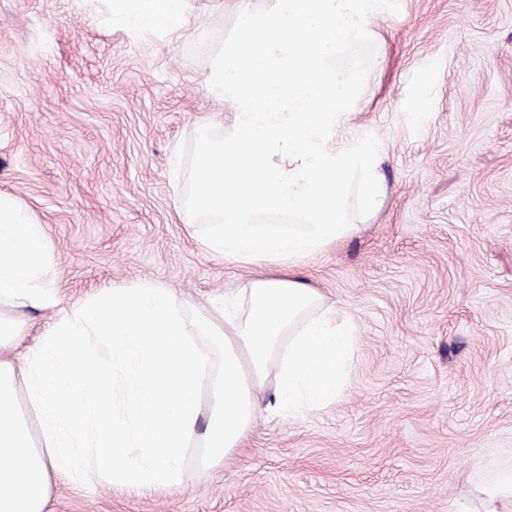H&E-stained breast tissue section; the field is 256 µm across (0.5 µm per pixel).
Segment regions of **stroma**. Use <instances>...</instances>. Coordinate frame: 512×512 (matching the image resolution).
Returning a JSON list of instances; mask_svg holds the SVG:
<instances>
[{
  "label": "stroma",
  "instance_id": "35a3bbf8",
  "mask_svg": "<svg viewBox=\"0 0 512 512\" xmlns=\"http://www.w3.org/2000/svg\"><path fill=\"white\" fill-rule=\"evenodd\" d=\"M185 0L159 34L109 0H0V194L42 225L63 307L153 282L205 307L262 272L203 250L175 151L236 106L208 91L241 5ZM340 139L376 135L359 233L291 270L352 318L339 396L261 412L212 468L147 493L58 479L44 512H481L512 469V0H401Z\"/></svg>",
  "mask_w": 512,
  "mask_h": 512
}]
</instances>
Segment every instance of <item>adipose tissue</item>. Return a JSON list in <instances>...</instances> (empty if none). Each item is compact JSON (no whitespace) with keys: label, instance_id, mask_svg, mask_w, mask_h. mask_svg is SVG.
<instances>
[{"label":"adipose tissue","instance_id":"obj_1","mask_svg":"<svg viewBox=\"0 0 512 512\" xmlns=\"http://www.w3.org/2000/svg\"><path fill=\"white\" fill-rule=\"evenodd\" d=\"M136 21L178 31L186 23L183 0H142ZM47 250L40 224L0 196V305L60 311L19 364L0 361V461L10 464L0 471V512H44L55 475L172 488L182 481L193 436L208 466L242 446L260 408L293 415L339 390L356 325L302 281L249 279L243 312L228 302L189 310L151 282L64 310L37 278ZM93 336L103 340L104 360L85 354ZM204 379L211 395L201 433L196 391ZM20 389L38 436L15 408Z\"/></svg>","mask_w":512,"mask_h":512}]
</instances>
